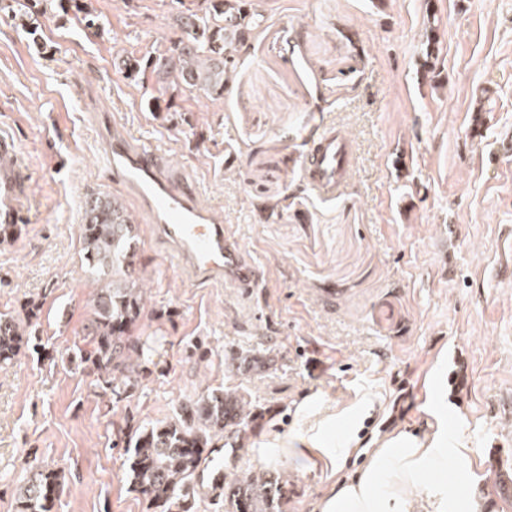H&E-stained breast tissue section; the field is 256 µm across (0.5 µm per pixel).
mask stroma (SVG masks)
<instances>
[{
	"label": "stroma",
	"instance_id": "stroma-1",
	"mask_svg": "<svg viewBox=\"0 0 512 512\" xmlns=\"http://www.w3.org/2000/svg\"><path fill=\"white\" fill-rule=\"evenodd\" d=\"M94 34L39 16L35 34L0 16V135L17 147L21 236L0 243V314L36 334L0 364V512L29 465L58 472L52 512H149L130 489L132 431L202 394L236 389L293 430L294 404L366 399L368 441L420 429L429 369L448 348V403L470 450L467 497L505 512L512 470V0H247L258 27L227 43L224 96L182 91L176 111L126 60L167 54L181 7L204 0H88ZM436 60L426 66L429 33ZM156 145L261 272L254 291L189 287L146 215L101 165L100 115ZM349 137L344 193L316 196L300 164L312 124ZM120 197L139 226L144 310L131 339L160 338L149 371L112 401L80 363L100 286L85 271L87 195ZM282 465L285 512H311L333 480L321 462Z\"/></svg>",
	"mask_w": 512,
	"mask_h": 512
}]
</instances>
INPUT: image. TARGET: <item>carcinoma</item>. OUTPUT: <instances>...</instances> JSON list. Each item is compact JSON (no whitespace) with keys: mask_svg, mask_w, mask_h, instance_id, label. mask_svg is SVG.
I'll return each instance as SVG.
<instances>
[{"mask_svg":"<svg viewBox=\"0 0 512 512\" xmlns=\"http://www.w3.org/2000/svg\"><path fill=\"white\" fill-rule=\"evenodd\" d=\"M57 2L71 11L86 29L103 24L86 0H0V13L25 7L29 14H45ZM226 0H208L209 16L188 9L180 13V48L169 57L148 58L134 72L148 71L172 90L165 109L176 110L177 92L199 89L219 99L224 95L228 72L224 40L231 34L245 45L252 32V16L244 0L234 5L236 24L224 32ZM87 271L102 277V287L92 300V348L81 356L103 378L115 400H122L138 384L143 364L152 360L157 347L134 345L131 328L143 312L138 286V225L115 197L98 194L86 198L84 223L80 225ZM12 316H0V363L12 360L28 344ZM262 412L239 392L215 391L181 406L175 418L145 425L127 441L132 490L147 500L154 512H191L190 489L206 448L243 447L248 432L258 425ZM288 480L276 468L235 471L225 467L224 512H283L288 499ZM499 497L512 508V473L498 475ZM59 492L56 473L29 467L17 492L18 512H51Z\"/></svg>","mask_w":512,"mask_h":512,"instance_id":"cac0c4a2","label":"carcinoma"}]
</instances>
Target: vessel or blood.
Masks as SVG:
<instances>
[{
  "mask_svg": "<svg viewBox=\"0 0 512 512\" xmlns=\"http://www.w3.org/2000/svg\"><path fill=\"white\" fill-rule=\"evenodd\" d=\"M311 146L301 163L303 180L323 197L340 194L353 167L350 139L325 124L312 134ZM151 146L132 149L126 135L107 141L103 166L114 185L132 194L145 211L154 237L171 246L187 282L202 285L229 278L245 288L257 282L255 267L227 239L223 223L212 220L197 199L193 182L168 176ZM20 181L16 149L0 139V222L18 221L16 199Z\"/></svg>",
  "mask_w": 512,
  "mask_h": 512,
  "instance_id": "1",
  "label": "vessel or blood"
}]
</instances>
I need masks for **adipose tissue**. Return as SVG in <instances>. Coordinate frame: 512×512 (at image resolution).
<instances>
[{"label":"adipose tissue","instance_id":"obj_1","mask_svg":"<svg viewBox=\"0 0 512 512\" xmlns=\"http://www.w3.org/2000/svg\"><path fill=\"white\" fill-rule=\"evenodd\" d=\"M447 365V356H440L428 375L429 419L423 434L395 430L376 440L369 453H360L357 421L364 407L355 404L339 411L311 394L295 407L293 433H279L277 423L269 422L259 435L258 452L300 464L315 459L338 471L352 456L363 455L355 474L332 482L313 512H459L448 466L466 465L470 450L460 432L448 429V382L442 373Z\"/></svg>","mask_w":512,"mask_h":512}]
</instances>
